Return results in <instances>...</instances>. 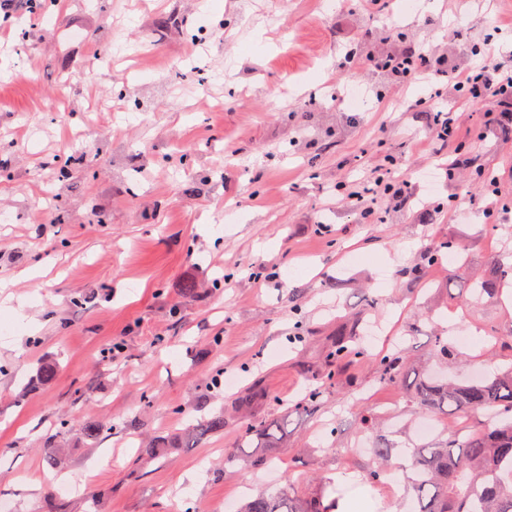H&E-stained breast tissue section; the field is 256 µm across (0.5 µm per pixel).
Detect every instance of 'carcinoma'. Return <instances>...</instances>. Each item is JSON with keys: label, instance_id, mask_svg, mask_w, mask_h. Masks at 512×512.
<instances>
[{"label": "carcinoma", "instance_id": "cac0c4a2", "mask_svg": "<svg viewBox=\"0 0 512 512\" xmlns=\"http://www.w3.org/2000/svg\"><path fill=\"white\" fill-rule=\"evenodd\" d=\"M463 255L459 240H441L426 255L425 261L438 260L446 253ZM461 298L494 297L506 280L512 278V263L499 264L479 280L465 274L458 266ZM380 379L398 384L407 372V362L400 352L379 359ZM417 404L435 413H486L478 433L459 440L449 437L443 444L417 449L406 467L407 489L418 502V512H512V368L486 375L468 384L422 381L414 390ZM112 429L107 422L90 421L83 435L97 440ZM224 430V415L218 413L201 418L191 432L199 435ZM244 435L257 436L272 448L279 425L244 423ZM335 492L322 486L319 495L309 502H300L287 495L258 494L247 501L239 512H336L338 497H326Z\"/></svg>", "mask_w": 512, "mask_h": 512}]
</instances>
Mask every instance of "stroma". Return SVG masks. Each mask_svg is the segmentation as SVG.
<instances>
[{
	"label": "stroma",
	"instance_id": "stroma-1",
	"mask_svg": "<svg viewBox=\"0 0 512 512\" xmlns=\"http://www.w3.org/2000/svg\"><path fill=\"white\" fill-rule=\"evenodd\" d=\"M410 46L492 62L512 0H58L46 16L0 0V497L15 512H226L247 493L311 500L325 480L416 512L405 484L369 480L373 445L401 461L481 418L428 415L376 359L399 344L409 378L459 383L512 367V303L462 302L455 283L512 260V213L485 215L479 179L512 198V126H486L492 102L445 78L370 64ZM425 101L466 116L455 176L423 143ZM390 157L410 194L349 199ZM444 238L465 241L462 264L424 266ZM341 330L366 356L334 358ZM463 330V363H445L436 340ZM219 411L223 432L186 440ZM281 418L276 447L243 440L244 421ZM91 420L111 434L84 439ZM52 439L83 492L48 482Z\"/></svg>",
	"mask_w": 512,
	"mask_h": 512
}]
</instances>
